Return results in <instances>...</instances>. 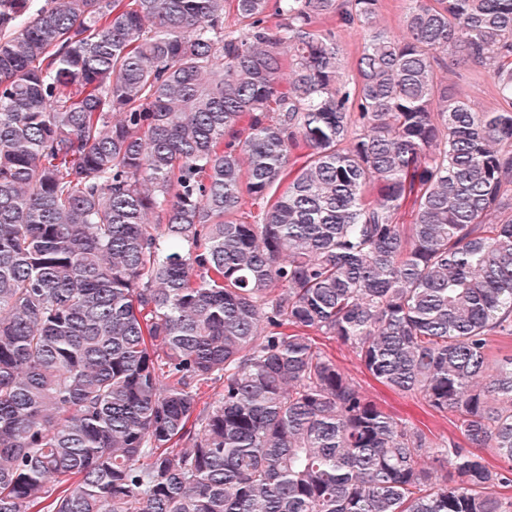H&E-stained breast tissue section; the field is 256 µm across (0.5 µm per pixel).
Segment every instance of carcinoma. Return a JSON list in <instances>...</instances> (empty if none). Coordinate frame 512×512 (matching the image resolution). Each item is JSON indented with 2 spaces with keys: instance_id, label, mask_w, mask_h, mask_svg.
<instances>
[{
  "instance_id": "obj_1",
  "label": "carcinoma",
  "mask_w": 512,
  "mask_h": 512,
  "mask_svg": "<svg viewBox=\"0 0 512 512\" xmlns=\"http://www.w3.org/2000/svg\"><path fill=\"white\" fill-rule=\"evenodd\" d=\"M380 2L0 0V512H512V0ZM448 67L443 75L448 78L451 93L469 100L475 107L491 110L497 98L496 88L487 74L470 63H463L450 55L442 57ZM327 350L335 356L336 362L341 367L355 377L366 395L376 399L387 410L408 419L414 425L423 429L432 442L441 444L447 442L448 438L451 437L461 439L456 427L458 423L450 414L442 416L435 413L419 397H406L378 383L367 373L362 372L358 361L348 350L340 349L334 343L328 345Z\"/></svg>"
}]
</instances>
